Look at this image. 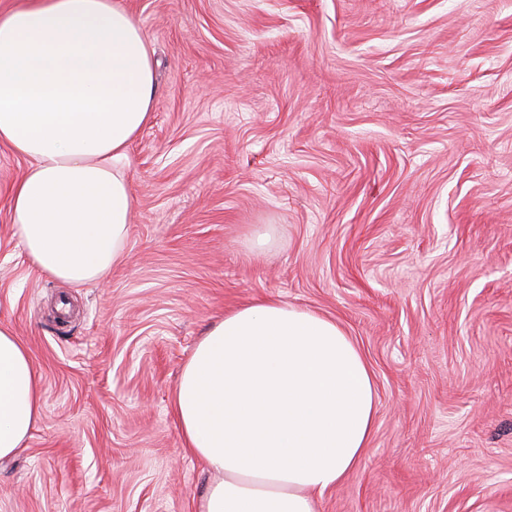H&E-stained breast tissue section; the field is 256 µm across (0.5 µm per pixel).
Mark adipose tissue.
Masks as SVG:
<instances>
[{"label":"adipose tissue","instance_id":"ef3b65f1","mask_svg":"<svg viewBox=\"0 0 512 512\" xmlns=\"http://www.w3.org/2000/svg\"><path fill=\"white\" fill-rule=\"evenodd\" d=\"M149 41L123 0H19L0 13V143L28 161L11 230L39 272L79 286L126 259L128 146L152 118ZM375 389L335 321L274 299L225 313L193 348L173 413L208 482L197 512H316L370 447ZM43 408L24 342L0 326V459Z\"/></svg>","mask_w":512,"mask_h":512}]
</instances>
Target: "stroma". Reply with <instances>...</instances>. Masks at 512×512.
I'll use <instances>...</instances> for the list:
<instances>
[{
    "mask_svg": "<svg viewBox=\"0 0 512 512\" xmlns=\"http://www.w3.org/2000/svg\"><path fill=\"white\" fill-rule=\"evenodd\" d=\"M126 3L156 92L105 283L30 264L0 144V324L44 395L0 512H196L178 377L262 298L372 372L371 449L317 512H512V0Z\"/></svg>",
    "mask_w": 512,
    "mask_h": 512,
    "instance_id": "stroma-1",
    "label": "stroma"
}]
</instances>
